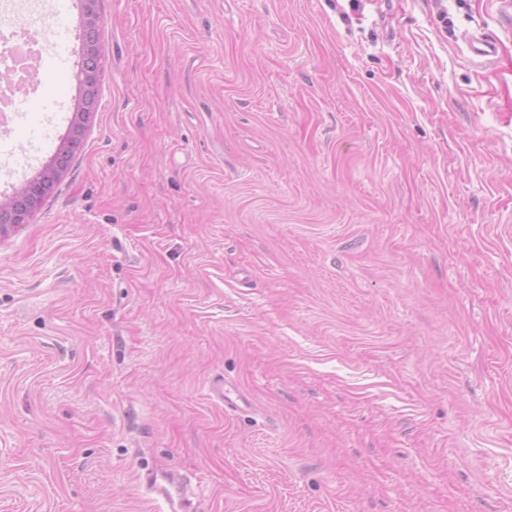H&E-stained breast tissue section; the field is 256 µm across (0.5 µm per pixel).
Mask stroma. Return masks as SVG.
Segmentation results:
<instances>
[{"mask_svg": "<svg viewBox=\"0 0 512 512\" xmlns=\"http://www.w3.org/2000/svg\"><path fill=\"white\" fill-rule=\"evenodd\" d=\"M53 2L0 14L49 50ZM99 8L81 147L0 228V512H156L152 464L198 512H512V6Z\"/></svg>", "mask_w": 512, "mask_h": 512, "instance_id": "stroma-1", "label": "stroma"}]
</instances>
